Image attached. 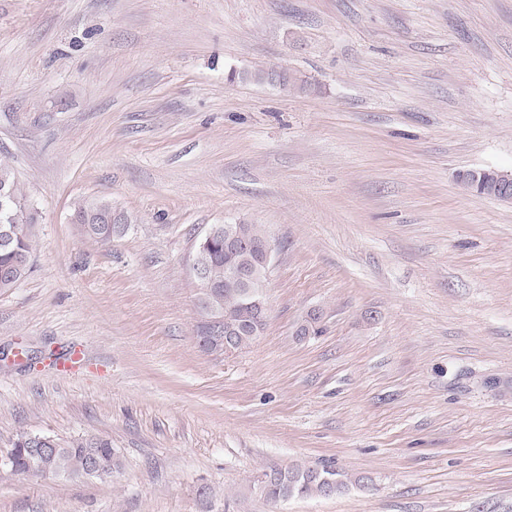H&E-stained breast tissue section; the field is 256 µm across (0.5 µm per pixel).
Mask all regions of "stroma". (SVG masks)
<instances>
[{
  "label": "stroma",
  "mask_w": 512,
  "mask_h": 512,
  "mask_svg": "<svg viewBox=\"0 0 512 512\" xmlns=\"http://www.w3.org/2000/svg\"><path fill=\"white\" fill-rule=\"evenodd\" d=\"M1 155L35 249L0 292V461L25 430L122 465L0 464V512H512V202L456 179L512 170V0H0ZM91 198L123 236L71 223ZM215 224L276 247L230 356L194 331ZM292 465L347 485L252 492ZM112 208V204L105 200H84L78 202L74 207V214L85 215L84 217L72 216V223H78L81 220L87 224H80L81 230L88 239L98 243H110L112 237H118L125 234L129 224H122L121 216H117L112 212L94 213L95 211H104ZM236 229H240L252 242H261L267 238V233L264 227L260 224H237ZM273 251L274 245L271 243L270 238H267L259 247H257L259 260L266 271H269ZM233 332L232 327H228L224 334V345L223 347H218L209 351L208 353L215 354L217 356L224 355H232L235 350H243L252 345V343L257 339L259 335L254 334L253 332L242 330L236 336H233L234 339V349L232 347L231 338L229 337ZM42 436L51 438L55 447L45 445L47 448H37L38 450L47 453L57 449L45 455L34 452L33 447L30 446L31 433L23 431L17 435L7 454L13 474L26 478L52 476L70 480L105 479L112 477V472L121 465L120 458L115 448H112V441L109 439L89 436L62 445L50 436ZM90 453H95L101 462L100 474L93 475L88 470ZM98 458L94 456L90 464L93 472H99ZM346 480L345 474L327 467H289L263 470L253 478L251 488L261 498L272 502L314 495L329 497L344 488Z\"/></svg>",
  "instance_id": "35a3bbf8"
}]
</instances>
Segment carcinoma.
<instances>
[{"label": "carcinoma", "mask_w": 512, "mask_h": 512, "mask_svg": "<svg viewBox=\"0 0 512 512\" xmlns=\"http://www.w3.org/2000/svg\"><path fill=\"white\" fill-rule=\"evenodd\" d=\"M8 193L7 223L14 229L13 239L6 245L0 243V291H7L24 280L31 270L33 241L28 225L34 223L33 208L29 204L24 188L14 179L7 163L0 160V188ZM112 208L105 200H84L74 207V213L85 215L90 212ZM126 224H83L81 230L88 239L98 243H110L112 238L125 234ZM237 264L247 265L249 259L241 254L224 253V238L215 240L209 246L207 265L208 278L219 284L209 290L199 289L198 308L200 312L224 314V322L247 324L250 309L246 299L236 288L224 286V272ZM31 433H19L7 454L10 470L22 477H62L70 480L91 478L88 457L94 453L101 462L102 472L98 478L112 477V472L121 465L112 441L89 436L73 440L65 445L55 443V451L40 454L30 446ZM347 476L339 471L324 468L289 467L262 471L253 478L251 488L266 501L288 500L310 496L329 497L346 486Z\"/></svg>", "instance_id": "carcinoma-1"}]
</instances>
